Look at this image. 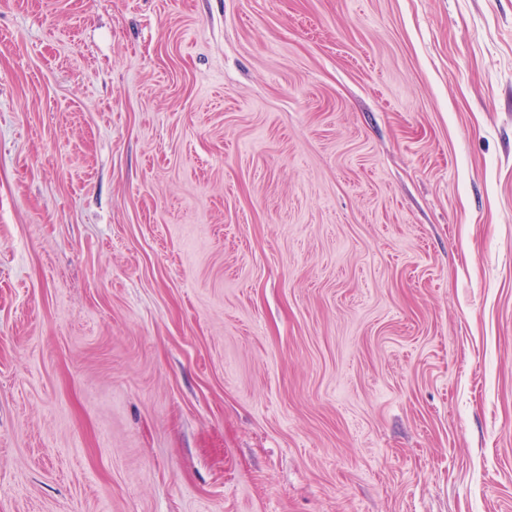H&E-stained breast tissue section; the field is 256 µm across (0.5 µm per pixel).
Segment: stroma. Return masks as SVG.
I'll return each instance as SVG.
<instances>
[{
	"mask_svg": "<svg viewBox=\"0 0 512 512\" xmlns=\"http://www.w3.org/2000/svg\"><path fill=\"white\" fill-rule=\"evenodd\" d=\"M0 512H512V0H0Z\"/></svg>",
	"mask_w": 512,
	"mask_h": 512,
	"instance_id": "1",
	"label": "stroma"
}]
</instances>
